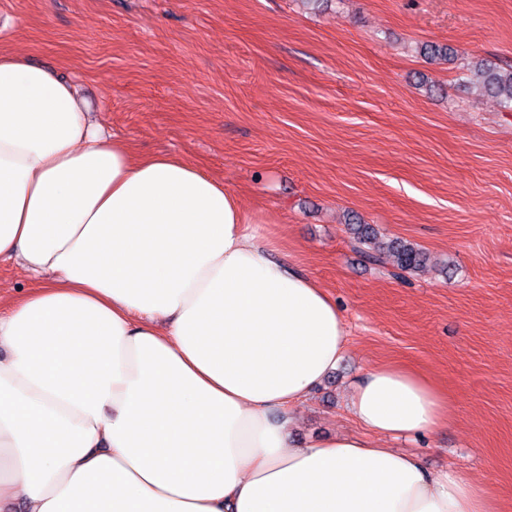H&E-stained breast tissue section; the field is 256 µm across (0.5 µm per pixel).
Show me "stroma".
Here are the masks:
<instances>
[{"mask_svg": "<svg viewBox=\"0 0 512 512\" xmlns=\"http://www.w3.org/2000/svg\"><path fill=\"white\" fill-rule=\"evenodd\" d=\"M0 52L74 81L135 156L223 179L335 300L348 353L293 412L296 441L362 435L351 376L401 364L447 393L450 424L372 442L512 512V111L465 75L512 66V0H0ZM349 215L430 269L370 262Z\"/></svg>", "mask_w": 512, "mask_h": 512, "instance_id": "obj_1", "label": "stroma"}]
</instances>
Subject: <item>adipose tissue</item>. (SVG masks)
Returning a JSON list of instances; mask_svg holds the SVG:
<instances>
[{"mask_svg": "<svg viewBox=\"0 0 512 512\" xmlns=\"http://www.w3.org/2000/svg\"><path fill=\"white\" fill-rule=\"evenodd\" d=\"M223 181L134 157L70 79L0 53V512H498L466 474L375 447L447 426L396 366L358 376L364 436L297 443L347 331ZM32 287V279L22 268L7 261L0 263V293L8 302L24 294Z\"/></svg>", "mask_w": 512, "mask_h": 512, "instance_id": "obj_1", "label": "adipose tissue"}]
</instances>
